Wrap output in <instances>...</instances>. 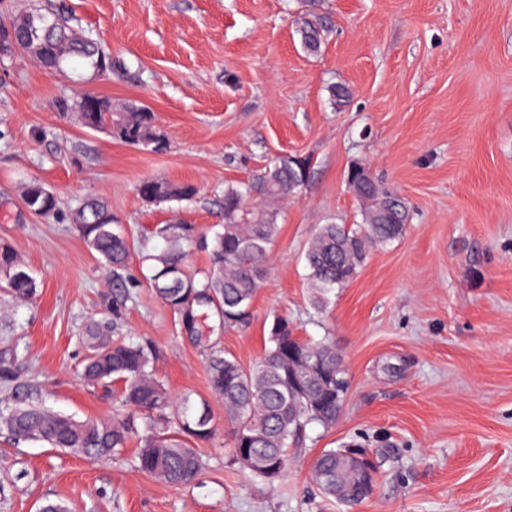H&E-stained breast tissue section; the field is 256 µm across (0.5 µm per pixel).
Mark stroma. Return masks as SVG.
Masks as SVG:
<instances>
[{
    "mask_svg": "<svg viewBox=\"0 0 512 512\" xmlns=\"http://www.w3.org/2000/svg\"><path fill=\"white\" fill-rule=\"evenodd\" d=\"M119 60L85 82L52 77L26 55L0 60V241L39 284L29 302L0 289V408L20 384L52 409L111 418L112 391L81 377L90 323L151 339L172 394L209 397L214 436L197 443V483L171 487L136 467V445L89 459L0 434V512H346L310 477L328 448H360L379 479L355 512H512V0H320L333 30L301 47L305 0H53ZM353 90L344 108L332 83ZM91 91L155 113L169 144L145 150L82 127L56 102ZM312 159L299 198L279 216L270 267L247 325L214 336L245 367L275 317L307 340L333 342L349 381L328 428L306 426L274 484L234 465L224 405L210 398L203 356L158 299L138 256L130 298L112 314L102 263L69 211L106 200L140 234L179 217L193 229L189 271L223 223L228 183L275 157ZM356 162L404 197L412 220L371 252L322 314L309 304L301 254L318 225L359 222L346 184ZM60 199L57 215L23 208L29 179ZM190 183L189 201L150 204L146 179Z\"/></svg>",
    "mask_w": 512,
    "mask_h": 512,
    "instance_id": "1",
    "label": "stroma"
}]
</instances>
